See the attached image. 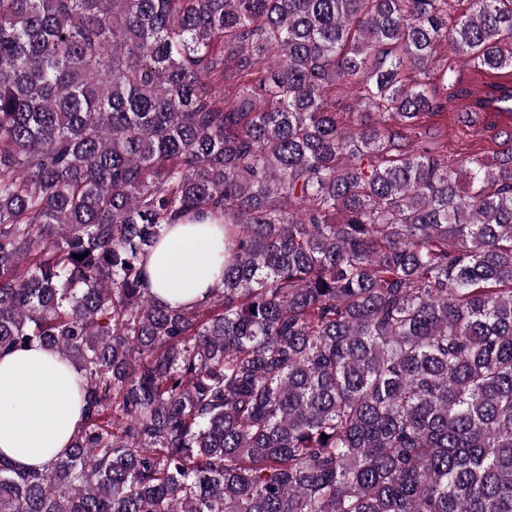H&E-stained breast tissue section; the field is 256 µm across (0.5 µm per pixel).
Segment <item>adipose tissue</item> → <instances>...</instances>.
<instances>
[{"label":"adipose tissue","mask_w":512,"mask_h":512,"mask_svg":"<svg viewBox=\"0 0 512 512\" xmlns=\"http://www.w3.org/2000/svg\"><path fill=\"white\" fill-rule=\"evenodd\" d=\"M220 224L167 227L147 257L146 287L163 304L204 302L219 274L212 256ZM76 368L35 346L0 353V454L21 470L45 469L66 452L80 421Z\"/></svg>","instance_id":"adipose-tissue-1"}]
</instances>
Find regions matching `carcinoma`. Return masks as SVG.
<instances>
[{
	"mask_svg": "<svg viewBox=\"0 0 512 512\" xmlns=\"http://www.w3.org/2000/svg\"><path fill=\"white\" fill-rule=\"evenodd\" d=\"M467 2L0 0V352L82 377L0 512H512V152L406 143L443 52L512 69ZM208 218L221 284L159 303ZM224 239V226L174 224L167 227L147 257L146 288L155 299L171 306L204 302L216 284L214 245Z\"/></svg>",
	"mask_w": 512,
	"mask_h": 512,
	"instance_id": "obj_1",
	"label": "carcinoma"
}]
</instances>
